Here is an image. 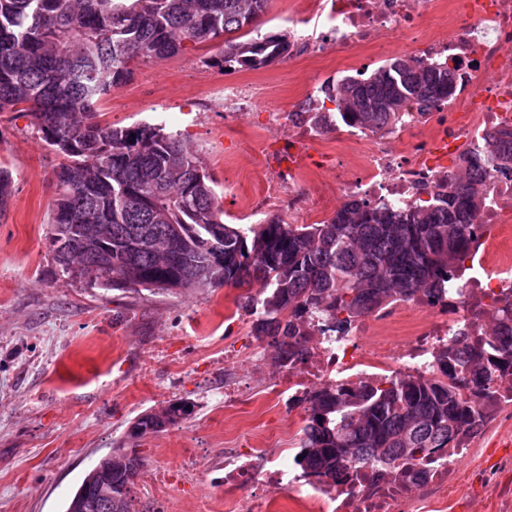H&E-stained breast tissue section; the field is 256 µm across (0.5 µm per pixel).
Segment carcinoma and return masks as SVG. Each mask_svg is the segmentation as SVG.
<instances>
[{
	"label": "carcinoma",
	"mask_w": 512,
	"mask_h": 512,
	"mask_svg": "<svg viewBox=\"0 0 512 512\" xmlns=\"http://www.w3.org/2000/svg\"><path fill=\"white\" fill-rule=\"evenodd\" d=\"M269 0H0V112H26L45 144L62 156L55 170L49 251L58 275L112 290L241 288L239 307L255 306V336L277 350L280 365L302 350L299 318L369 315L397 299L448 289V271L466 254L469 228L483 204L482 172L512 167V139L497 133L488 158L463 157L473 176L430 201L400 208L348 201L318 224L278 216L246 228L224 223L214 181L188 140L160 125L115 128L99 106L125 84L135 63L160 62L200 46L219 62L261 69L288 55L284 35L246 38ZM448 62L415 56L387 61L365 78L324 90L337 122L349 129L394 125L415 104L423 113L448 99ZM12 174L0 168V209ZM263 285L255 296L253 283ZM493 345L467 338L443 350L452 382L400 378L367 382L355 392L308 395L302 461L332 479L345 470L404 464L425 474L432 449L446 448L479 421L471 397L493 396L499 365ZM175 399L139 416L132 439L187 419ZM141 459L114 448L67 499L64 512L112 476V507L137 512L132 489Z\"/></svg>",
	"instance_id": "carcinoma-1"
}]
</instances>
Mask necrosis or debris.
<instances>
[{
  "instance_id": "necrosis-or-debris-1",
  "label": "necrosis or debris",
  "mask_w": 512,
  "mask_h": 512,
  "mask_svg": "<svg viewBox=\"0 0 512 512\" xmlns=\"http://www.w3.org/2000/svg\"><path fill=\"white\" fill-rule=\"evenodd\" d=\"M300 6L287 20L298 31V54L311 66L298 77L296 106L270 111L288 130V172L256 178L253 192L241 201L250 215H266L284 202L289 215L310 218L341 197L390 207L427 201L450 189L464 153L488 151V133H512V0H301ZM436 14L445 17V29L428 25ZM343 47L353 50L342 64L347 71L357 70L360 59L381 47L396 56L412 49L425 62L447 59L454 91L427 115L413 110L393 126L351 130L349 139L328 152L311 124L312 113L324 104L316 65ZM222 92L231 119L275 94L260 77L225 82ZM330 168L338 172L336 181L321 183ZM484 181L485 200L471 226L473 245L463 270L449 273L448 294L401 300L337 327L314 318L302 355L251 396L245 389L260 353L245 359L234 346H225V407L284 400L293 409L307 393L329 386L354 389L408 375L444 380L448 374L436 356L456 337L511 343L512 329L492 332L484 322L512 308V174L491 169ZM367 329L377 336L376 344L362 343ZM492 389L494 398L479 402L482 419L456 447L437 452L429 474L419 477L401 466L332 484L296 463L301 442L286 422L225 449L224 488L245 494L243 512H273L264 495L268 486L284 490L290 512H466L467 501H449L460 460L512 424V374L499 377ZM471 479L483 488L493 512H512V455L485 460Z\"/></svg>"
}]
</instances>
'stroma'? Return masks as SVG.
Returning <instances> with one entry per match:
<instances>
[{"instance_id":"obj_1","label":"stroma","mask_w":512,"mask_h":512,"mask_svg":"<svg viewBox=\"0 0 512 512\" xmlns=\"http://www.w3.org/2000/svg\"><path fill=\"white\" fill-rule=\"evenodd\" d=\"M245 75L205 66L195 52L140 63L103 100L99 119L183 133L215 180L225 222L240 224L238 197L224 193L232 183L251 189L234 164L240 145L265 140L282 149L266 112L226 127L211 89ZM60 161L28 114L0 115V166L13 177L0 212V512H63L97 461L129 445L144 461L133 488L138 512H158L156 466L195 456L199 474L185 483L175 512H239L238 501L224 499V449L256 423L210 400L224 381L225 337L246 353L258 343L251 324L224 317L237 307L238 289L134 293L59 277L48 238ZM174 399L191 402L192 415L130 443L134 420Z\"/></svg>"}]
</instances>
